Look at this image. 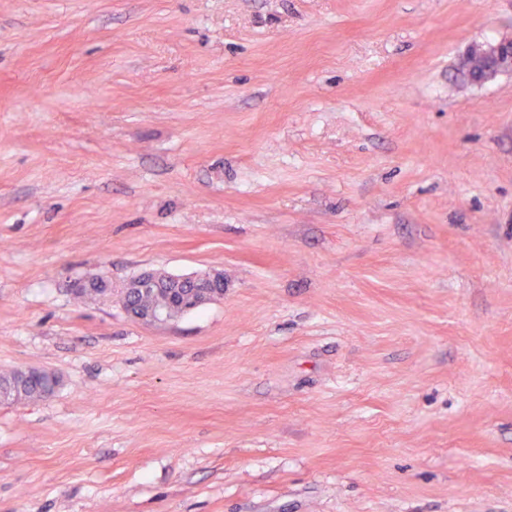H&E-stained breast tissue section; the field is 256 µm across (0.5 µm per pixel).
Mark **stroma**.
<instances>
[{
	"mask_svg": "<svg viewBox=\"0 0 512 512\" xmlns=\"http://www.w3.org/2000/svg\"><path fill=\"white\" fill-rule=\"evenodd\" d=\"M512 0H0V512H512ZM220 272L150 324L139 272ZM96 274L110 296L79 304ZM472 48L480 50L482 53L486 55L493 56L497 59L498 63L501 65L502 69L496 73L494 76L489 74L488 72L484 75L483 78L477 80L476 84H483L488 81L496 79L498 76L502 74H511L512 73V39L504 38L497 42L493 43H484V44H474ZM16 385H22L18 391V398L24 399L44 398L55 388L53 380L45 372L35 370L24 377L22 383Z\"/></svg>",
	"mask_w": 512,
	"mask_h": 512,
	"instance_id": "35a3bbf8",
	"label": "stroma"
}]
</instances>
